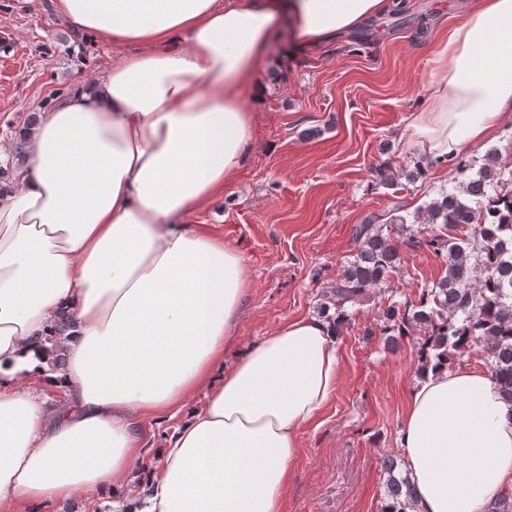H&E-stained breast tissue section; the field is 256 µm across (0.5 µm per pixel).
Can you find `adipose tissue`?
<instances>
[{
	"mask_svg": "<svg viewBox=\"0 0 512 512\" xmlns=\"http://www.w3.org/2000/svg\"><path fill=\"white\" fill-rule=\"evenodd\" d=\"M390 7L56 0L116 58L22 131L27 164L0 191V498L121 487L140 453L137 418L181 410L203 388L133 512H283L300 430L336 392L335 334L316 314L285 321L214 382L251 281L241 254L190 218L252 151L243 96L282 25L314 46ZM433 73L408 128L427 156L453 159L512 118V0L464 12ZM63 316L73 326L60 336ZM46 390L67 398L52 415ZM399 453L407 512H483L512 489V401L486 372L428 371L411 387Z\"/></svg>",
	"mask_w": 512,
	"mask_h": 512,
	"instance_id": "1",
	"label": "adipose tissue"
}]
</instances>
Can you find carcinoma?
Here are the masks:
<instances>
[{
	"label": "carcinoma",
	"instance_id": "obj_1",
	"mask_svg": "<svg viewBox=\"0 0 512 512\" xmlns=\"http://www.w3.org/2000/svg\"><path fill=\"white\" fill-rule=\"evenodd\" d=\"M24 142L0 160V179H8L24 162ZM432 233L417 241L404 216L386 224L358 225L360 246L340 277L322 283L318 313L336 320L341 333L351 309L383 287L396 271L399 254L391 235L427 246L441 259L445 275L422 289L418 298L393 301L386 318L404 335L420 329L418 371L447 366L457 357L480 350L501 393L512 400V170L487 155L483 166L453 190L424 208ZM385 512H404L412 502L407 478L389 476Z\"/></svg>",
	"mask_w": 512,
	"mask_h": 512
}]
</instances>
